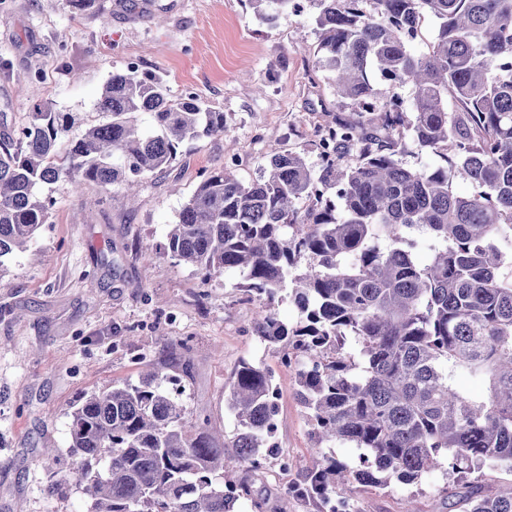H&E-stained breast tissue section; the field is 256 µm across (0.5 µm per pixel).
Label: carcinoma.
<instances>
[{
	"instance_id": "cac0c4a2",
	"label": "carcinoma",
	"mask_w": 512,
	"mask_h": 512,
	"mask_svg": "<svg viewBox=\"0 0 512 512\" xmlns=\"http://www.w3.org/2000/svg\"><path fill=\"white\" fill-rule=\"evenodd\" d=\"M270 28L296 0H247ZM317 68L336 109L354 122L327 127L314 169L301 153L270 148L245 185L224 164L207 169L168 225L166 253L205 280L237 272L260 301L254 330L297 360V397L315 451L342 442L349 464L326 456L298 493L318 503L351 483L413 485L444 469L452 491L486 467L512 471V0H312ZM437 22L414 50L415 22ZM410 89L411 115L381 96L372 72ZM457 103L448 111V97ZM96 109L105 121L69 132L76 114L36 104L28 123L0 136V258L23 251L47 223L44 184L76 192L120 184L134 196L184 144L223 134L224 112L193 92L173 98L136 66L112 72ZM151 114L155 129L138 115ZM439 157L425 169L398 158L397 130ZM469 184L459 195L454 183ZM307 200L302 211L296 203ZM432 255L415 254V237ZM288 298L292 325L272 306ZM170 343L177 372L151 360L136 383L90 394L70 414L75 474L90 512H232L224 471H256L277 450L278 389L270 370L242 360L225 384L230 437L180 400L191 363ZM483 383L477 400L458 374ZM233 449L228 455L225 449ZM462 512H512V485L471 493Z\"/></svg>"
}]
</instances>
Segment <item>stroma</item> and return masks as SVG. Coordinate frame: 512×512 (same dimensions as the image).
<instances>
[{"label": "stroma", "instance_id": "stroma-1", "mask_svg": "<svg viewBox=\"0 0 512 512\" xmlns=\"http://www.w3.org/2000/svg\"><path fill=\"white\" fill-rule=\"evenodd\" d=\"M312 0L263 25L244 0H95L71 12L66 0H0V135L25 124L49 101L101 121L95 108L112 71L138 64L161 76L171 96L184 91L223 110L228 132L184 147L149 177L136 203L120 187L54 200L35 245L0 267V512H87L74 474L70 413L83 396L137 382L145 359H160L172 340L186 342L194 375L183 400L233 433L224 387L239 361L268 368L280 393L281 456L255 472L226 471L236 485L234 512H327L294 491L319 457L309 415L297 396L296 368L252 330L255 304L230 271L204 282L165 254L168 226L195 191L203 169L232 165L245 184L261 173L273 146L319 165L320 129L353 119L336 110L333 88L315 69ZM155 253L144 262L141 248ZM288 472H281V459ZM448 485L441 471L419 484H353L339 492L351 512H430Z\"/></svg>", "mask_w": 512, "mask_h": 512}]
</instances>
